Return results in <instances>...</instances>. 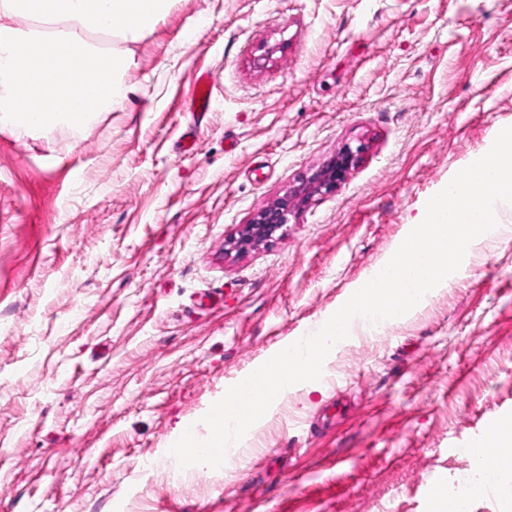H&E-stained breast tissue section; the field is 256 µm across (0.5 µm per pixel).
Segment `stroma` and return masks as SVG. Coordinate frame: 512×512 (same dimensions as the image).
Instances as JSON below:
<instances>
[{"label":"stroma","mask_w":512,"mask_h":512,"mask_svg":"<svg viewBox=\"0 0 512 512\" xmlns=\"http://www.w3.org/2000/svg\"><path fill=\"white\" fill-rule=\"evenodd\" d=\"M126 80L81 130L0 126V512H432L465 448L512 421V207L220 468L167 448L183 424L208 434L211 404L344 304L512 127V0H176ZM361 144L336 192L226 252ZM212 83L209 75L203 73L194 82L190 96L189 108L193 112H207L211 104ZM363 152L364 147L361 145L355 150L345 146L324 164L303 175L298 184L293 185L274 203L259 210L249 224H245L231 237L226 242V250L244 253L271 241L301 206L308 204L317 195L335 192L359 165Z\"/></svg>","instance_id":"obj_1"}]
</instances>
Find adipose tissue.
<instances>
[{"mask_svg": "<svg viewBox=\"0 0 512 512\" xmlns=\"http://www.w3.org/2000/svg\"><path fill=\"white\" fill-rule=\"evenodd\" d=\"M174 0H0V124L27 131L83 128L133 91L124 73L139 42ZM470 456L490 466L467 497L432 493L435 512H469L471 499L512 483V422L491 423Z\"/></svg>", "mask_w": 512, "mask_h": 512, "instance_id": "ef3b65f1", "label": "adipose tissue"}]
</instances>
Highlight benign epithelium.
<instances>
[{
  "label": "benign epithelium",
  "instance_id": "1",
  "mask_svg": "<svg viewBox=\"0 0 512 512\" xmlns=\"http://www.w3.org/2000/svg\"><path fill=\"white\" fill-rule=\"evenodd\" d=\"M363 146L343 147L318 168L303 175L300 181L271 205L259 210L250 223L226 242L230 252H247L275 238L277 231L289 223L303 205L315 196L335 192L361 162Z\"/></svg>",
  "mask_w": 512,
  "mask_h": 512
}]
</instances>
